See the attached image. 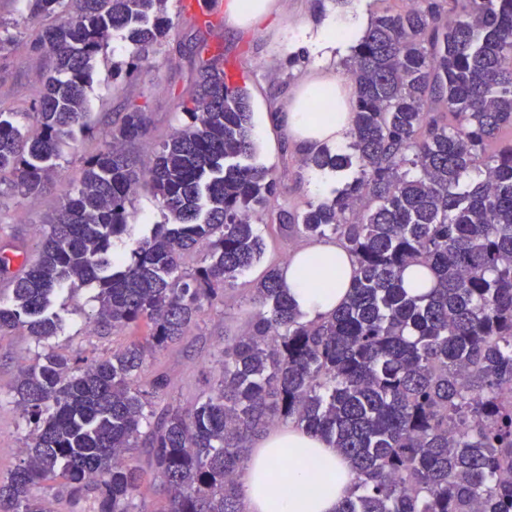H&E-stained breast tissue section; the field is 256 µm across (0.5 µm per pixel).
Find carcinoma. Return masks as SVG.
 <instances>
[{
  "label": "carcinoma",
  "mask_w": 512,
  "mask_h": 512,
  "mask_svg": "<svg viewBox=\"0 0 512 512\" xmlns=\"http://www.w3.org/2000/svg\"><path fill=\"white\" fill-rule=\"evenodd\" d=\"M167 0H26L53 18L39 42L51 64L21 124L0 112V182L25 197L61 179L73 127L91 130L94 61L120 32L128 72L171 36ZM354 89L346 154L326 147L304 166L358 175L330 200L283 210L290 238H334L358 266L346 299L307 320L272 266L252 289L250 330L224 337L219 378L183 404L147 360L187 335L259 262L261 220L278 183L243 164L256 145L246 91L209 63L180 102L188 122L147 159L127 151L149 132L131 103L103 130L38 254L0 247V335L18 325L43 351L17 377L32 428L0 478V512H135L144 449L166 512H244L239 476L255 436L287 422L326 440L351 465L339 512H512V0H414L383 9L351 47ZM148 188L167 222L133 238L127 203ZM130 246L112 267L115 243ZM205 251L202 265L182 259ZM20 263L23 273L12 272ZM98 286L97 335L140 323L149 334L76 363L48 345L62 319L51 298Z\"/></svg>",
  "instance_id": "1"
}]
</instances>
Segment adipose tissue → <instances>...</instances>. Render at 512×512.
Listing matches in <instances>:
<instances>
[{
  "instance_id": "obj_1",
  "label": "adipose tissue",
  "mask_w": 512,
  "mask_h": 512,
  "mask_svg": "<svg viewBox=\"0 0 512 512\" xmlns=\"http://www.w3.org/2000/svg\"><path fill=\"white\" fill-rule=\"evenodd\" d=\"M280 10L279 0H227L228 30L234 33L274 21ZM319 91L330 99L349 95L327 70L274 108L275 127L286 130L305 150L344 143L351 126L347 111L324 113L316 123L310 120L309 106ZM355 269L353 257L340 245L315 243L294 252L281 271L282 283L296 308L311 320L340 304ZM282 477L290 486L284 497L278 494ZM240 483L246 512H336L354 488V475L325 440L288 427L273 430L256 443Z\"/></svg>"
}]
</instances>
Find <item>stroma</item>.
Wrapping results in <instances>:
<instances>
[{
  "label": "stroma",
  "instance_id": "35a3bbf8",
  "mask_svg": "<svg viewBox=\"0 0 512 512\" xmlns=\"http://www.w3.org/2000/svg\"><path fill=\"white\" fill-rule=\"evenodd\" d=\"M225 0H200L195 13L182 14L176 0H169L173 19L171 37L150 49L141 71L131 76L117 74L115 66L128 62L132 45L123 34H115L94 68L87 90L92 120L106 125L120 120L130 103L146 104L150 116L149 133L136 141L135 156L151 155L159 142L181 125L184 115L179 98L195 90L201 67L215 53H222L235 80L250 94L254 122H261V103H279L300 82L312 77L315 58L304 43L332 21L370 20L376 10L372 0H282L283 16L279 30L231 34L224 27ZM40 26L29 19L25 0H0V112L30 111L40 82L33 66L44 51L36 40ZM278 149L269 153L265 141H258L254 164L274 168L281 177L276 197L264 211L260 227L265 243L261 261L236 283L238 300L215 305L206 312L188 336L148 360V371L160 370L171 380L170 398L191 401L208 390L216 379L215 360L228 336L246 332L253 305L251 289L271 266H283L292 252L303 248L278 227L281 209H301L311 198H327L351 178V171L332 172L306 168L302 152L285 131H277ZM104 147L101 134L75 130L70 147L59 161L62 180L50 189L29 197L0 196V245L13 243L35 252L37 225L46 223L57 210L67 186L78 182L88 157ZM319 191H312V181ZM93 284L76 286L54 297L52 311L64 319V327L51 344L69 357L93 358L111 352L129 339L146 335V325L131 327L107 336L85 330L87 318L97 307ZM37 355L33 340L24 327L0 335V476L18 461V452L29 430V423L15 404L13 384L21 371Z\"/></svg>",
  "mask_w": 512,
  "mask_h": 512
}]
</instances>
